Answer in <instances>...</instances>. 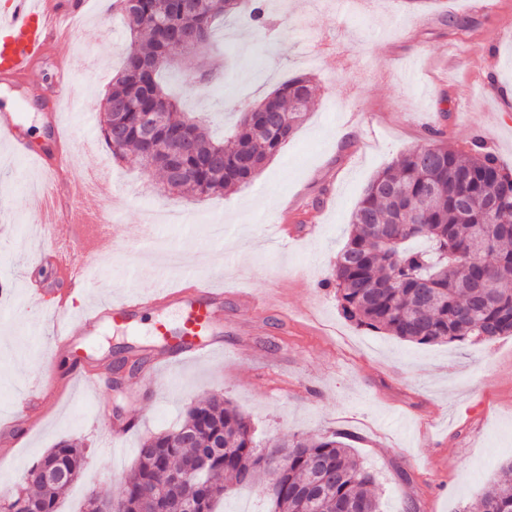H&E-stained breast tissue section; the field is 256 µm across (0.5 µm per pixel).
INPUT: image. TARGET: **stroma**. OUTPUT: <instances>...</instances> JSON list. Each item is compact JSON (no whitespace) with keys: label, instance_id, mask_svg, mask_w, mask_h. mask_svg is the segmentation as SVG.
Listing matches in <instances>:
<instances>
[{"label":"stroma","instance_id":"35a3bbf8","mask_svg":"<svg viewBox=\"0 0 512 512\" xmlns=\"http://www.w3.org/2000/svg\"><path fill=\"white\" fill-rule=\"evenodd\" d=\"M267 31L245 15L225 21L205 49L176 53L162 79L190 112H234L297 75L315 91L304 123L254 180L222 196L159 195L158 173L134 155L110 157L98 129L103 98L129 43L121 14L94 0L82 25L58 47L72 62L77 108L66 124L77 171L107 159L112 186L124 198L118 223L137 228L155 210L189 214L155 236L182 253L166 267L152 244L127 251L102 243L89 298L151 290L159 273L223 280V352L161 370L157 397L127 386L85 390L71 385L34 428L18 422L19 442L0 447V495L63 439L79 440L87 466L60 500L81 512L88 495L117 498L142 441L174 427L185 410L223 391L249 417L261 447L296 435L346 433L357 459L377 477L380 512H479L487 485L512 462V336L491 342L420 345L346 320L332 289L321 287L351 230L350 215L370 180L398 156L442 129L457 151L482 140L512 169V0H278ZM468 17L463 31L450 19ZM216 69L214 80L187 75ZM53 80L43 64L29 84L0 81L31 143L43 140L48 115L35 109ZM354 128L351 139L337 131ZM41 175L30 159L0 144V282L14 297L0 305V411L13 409L25 385L60 371L51 348L53 310L35 304L29 285L55 288L53 264L29 233L41 213L29 184ZM287 215L295 237L279 238ZM277 293V307L256 313L236 291ZM152 319L131 334L103 328L84 337L88 352L117 363L139 360ZM127 422L111 440L100 405Z\"/></svg>","mask_w":512,"mask_h":512}]
</instances>
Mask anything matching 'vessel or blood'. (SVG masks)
Segmentation results:
<instances>
[{
	"label": "vessel or blood",
	"mask_w": 512,
	"mask_h": 512,
	"mask_svg": "<svg viewBox=\"0 0 512 512\" xmlns=\"http://www.w3.org/2000/svg\"><path fill=\"white\" fill-rule=\"evenodd\" d=\"M79 14V8L73 7L70 0H6L0 8V78L25 82L34 65L68 37L70 22ZM69 92L67 72L64 67H57L50 115L52 146L47 152L33 149L19 136L14 113H0V140L7 141L13 154L34 159L50 176L43 192L50 197L52 207L41 223L47 239L57 229L59 211L82 197L79 181L65 177L68 164L60 152L65 134L60 127L59 111ZM56 273L66 288L57 295L55 341L72 354L69 374L93 388L102 386L104 375L90 370L83 357L76 355L72 339L96 332L106 321L113 328L123 329L146 311L157 315L153 326L155 343L145 349L144 369L129 384L131 391L142 395L153 393L155 374L160 367L200 359L223 347L216 328L224 315L223 289L200 281L175 286L169 277L163 276L156 280L150 293L129 292L118 300L91 304L75 323L67 301L71 293L87 291L88 282L61 262L56 265ZM65 377L59 374L35 382L24 393V404L58 397L65 389Z\"/></svg>",
	"instance_id": "obj_1"
}]
</instances>
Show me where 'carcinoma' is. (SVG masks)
I'll return each instance as SVG.
<instances>
[{"mask_svg":"<svg viewBox=\"0 0 512 512\" xmlns=\"http://www.w3.org/2000/svg\"><path fill=\"white\" fill-rule=\"evenodd\" d=\"M264 0H199L194 12L182 0H139L123 10L130 33L124 63L112 78L101 108L100 133L112 156L135 153L147 170L180 148L175 133L186 131L191 148L184 156L189 174L168 192L221 195L248 184L303 122L312 81L295 77L274 93L236 113L221 139L209 120L184 111L161 81L173 49H196L210 41L218 22L250 8L258 29L267 27ZM161 113L158 149L141 153V115ZM464 157L443 138L412 149L380 171L366 188L351 217L349 238L336 257L324 286L336 290L344 317L360 327L384 331L418 344L456 340L491 342L512 335V231L494 233L486 253L480 240L488 229L486 208L500 203L512 222V178L482 145ZM208 469L184 481L181 497L194 512H213L216 498L238 486L269 479L274 512H378L376 479L352 453L343 436H297L262 452L249 419L222 393L189 407L173 430L148 438L138 449L135 470L117 503L126 512H179L180 503L158 487L160 473L177 470L184 458L211 447ZM277 454L274 470L268 457ZM87 463L85 449L64 440L25 475L30 512H58L62 491ZM68 478L48 482L44 471ZM481 512H512V463L502 467L487 488Z\"/></svg>","mask_w":512,"mask_h":512,"instance_id":"1","label":"carcinoma"}]
</instances>
